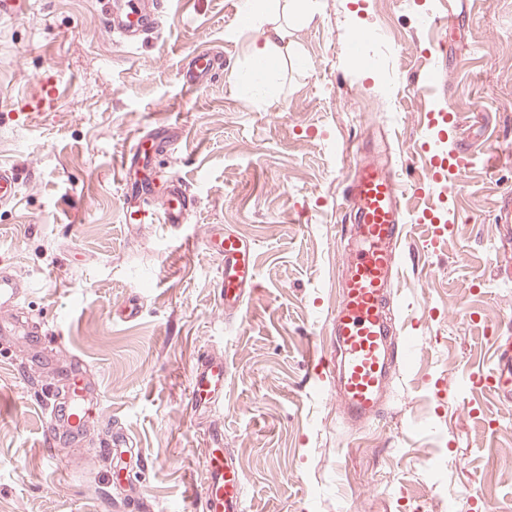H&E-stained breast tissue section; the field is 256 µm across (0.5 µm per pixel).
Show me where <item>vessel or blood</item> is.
<instances>
[{"label": "vessel or blood", "instance_id": "obj_1", "mask_svg": "<svg viewBox=\"0 0 512 512\" xmlns=\"http://www.w3.org/2000/svg\"><path fill=\"white\" fill-rule=\"evenodd\" d=\"M473 0H448L447 14H434L430 26L441 28L449 17H466ZM161 12L156 0H107L104 21L111 34L133 41L157 32ZM222 65L220 54L205 50L185 64L181 81L186 89H196L207 75ZM179 141L176 128L152 132L136 140L120 155L123 190L129 198L126 221L130 224H182L193 200L182 181L173 180L157 190L151 168L154 156L171 152ZM360 160L350 172L340 206L349 212L354 224L357 247L345 254L338 279L339 297L330 314L336 340V355H320L316 366L335 371L339 399L346 418L356 424L372 422L382 409L383 398L396 366L408 351L404 330L392 321L391 288L397 271V252L407 235L408 195L421 194L420 186L402 185L395 173L377 156L375 139L366 140L359 149ZM163 192L165 205L153 211L151 196ZM207 252L224 262L222 273L225 315H232L255 292L258 272L256 246L223 225H209L203 238ZM21 295L19 281L7 270L0 271V335L17 337L32 344L39 333L27 329L9 316ZM226 370L220 356L204 355L189 383L191 406L211 409L224 395ZM98 401L90 395L83 371H75L69 383L67 413L51 410L45 418L49 441L60 431L75 434L94 416ZM212 448L204 458L208 481L204 490L206 512H245V477L222 447L223 435L213 432Z\"/></svg>", "mask_w": 512, "mask_h": 512}]
</instances>
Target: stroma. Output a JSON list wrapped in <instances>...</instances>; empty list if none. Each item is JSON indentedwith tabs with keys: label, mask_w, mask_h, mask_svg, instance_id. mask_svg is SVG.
<instances>
[{
	"label": "stroma",
	"mask_w": 512,
	"mask_h": 512,
	"mask_svg": "<svg viewBox=\"0 0 512 512\" xmlns=\"http://www.w3.org/2000/svg\"><path fill=\"white\" fill-rule=\"evenodd\" d=\"M0 13V165L17 197L0 204V267L26 291L17 312L39 345L0 337V512H205L202 458L224 429L246 479V512H498L512 506V403L475 384L512 344V245L495 218L512 188V0H474L454 30L421 25L445 0H309L311 22L277 23L288 47L265 95L243 82L260 38L245 0H161L160 30L130 45L108 35L101 0H10ZM446 39L452 59L424 54ZM224 55L188 92L187 59ZM437 73L442 89L417 86ZM453 111L458 128L429 125ZM176 126L162 172L186 181L187 224H128L116 170L123 149ZM385 133L405 183L428 181L423 145L472 148L433 184L448 233L417 221L398 260L393 315L418 339L380 414L350 425L336 381L316 375L344 252L336 203L363 139ZM257 246L259 286L224 315L223 262L205 225ZM134 322L114 311L130 295ZM223 355L224 400L198 413L199 355ZM83 366L102 405L79 441L46 445L47 401ZM144 457L96 460L113 427Z\"/></svg>",
	"instance_id": "1"
}]
</instances>
